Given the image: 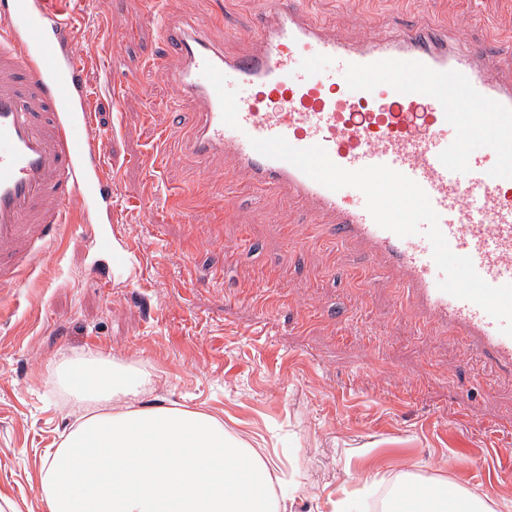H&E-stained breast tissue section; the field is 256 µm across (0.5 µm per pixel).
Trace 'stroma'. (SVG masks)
Listing matches in <instances>:
<instances>
[{
  "label": "stroma",
  "instance_id": "stroma-1",
  "mask_svg": "<svg viewBox=\"0 0 512 512\" xmlns=\"http://www.w3.org/2000/svg\"><path fill=\"white\" fill-rule=\"evenodd\" d=\"M318 19L359 37L358 22L400 30L443 23L482 42L478 17L512 34V0H309ZM262 0H85L76 36L96 118V150L116 180L110 214L75 212L66 235L0 314V494L44 512L38 474L78 413L55 376L63 359L102 356L150 374L146 403L207 410L264 449L286 483L287 512H335L359 500L391 512L410 480L454 485L512 512V368L421 325L393 276L359 247L330 239L288 197L256 198L245 175L234 197L187 152L194 102L154 67L166 47L153 10L200 30L226 53L245 45ZM130 89L119 92L113 69ZM167 161L156 178V150ZM190 215L172 217L166 194ZM149 196L150 212L132 207ZM111 223L132 265L109 267L90 236ZM106 270L86 274L90 263Z\"/></svg>",
  "mask_w": 512,
  "mask_h": 512
}]
</instances>
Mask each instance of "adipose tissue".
<instances>
[{
	"mask_svg": "<svg viewBox=\"0 0 512 512\" xmlns=\"http://www.w3.org/2000/svg\"><path fill=\"white\" fill-rule=\"evenodd\" d=\"M55 371L83 415L40 468L46 512H280L268 462L217 417L143 404L144 372L99 358Z\"/></svg>",
	"mask_w": 512,
	"mask_h": 512,
	"instance_id": "1",
	"label": "adipose tissue"
}]
</instances>
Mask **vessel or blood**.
<instances>
[{"mask_svg":"<svg viewBox=\"0 0 512 512\" xmlns=\"http://www.w3.org/2000/svg\"><path fill=\"white\" fill-rule=\"evenodd\" d=\"M80 3L10 0L0 21V288L22 286L68 229L73 204L112 206V179L92 156L80 61L63 46ZM161 34L168 55L183 61L182 92L198 105L196 154L233 164L215 174L224 189L238 171L259 191L293 194L334 240L358 241L396 278L418 322L512 364V337L498 321L439 290L425 236L398 237L375 223L357 188L331 191L251 145L281 136L297 148L322 146L347 170L386 165L406 175L427 193L451 250L503 285L512 282V152L501 146L512 137L511 70L472 47L464 30L451 36L427 25L352 39L319 24L299 0H268L238 56L198 31ZM473 130L483 133V149H472ZM472 189L479 217L466 210ZM91 241L95 252L126 255L111 225Z\"/></svg>","mask_w":512,"mask_h":512,"instance_id":"b4317fda","label":"vessel or blood"}]
</instances>
